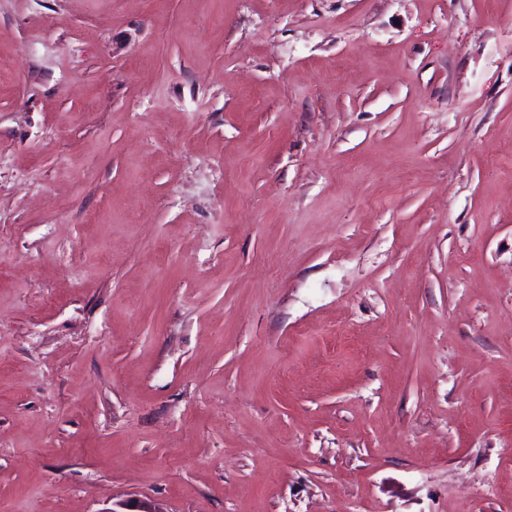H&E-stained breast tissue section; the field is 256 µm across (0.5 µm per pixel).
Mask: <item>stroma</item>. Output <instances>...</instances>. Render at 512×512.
<instances>
[{
  "label": "stroma",
  "mask_w": 512,
  "mask_h": 512,
  "mask_svg": "<svg viewBox=\"0 0 512 512\" xmlns=\"http://www.w3.org/2000/svg\"><path fill=\"white\" fill-rule=\"evenodd\" d=\"M512 512V0H0V512Z\"/></svg>",
  "instance_id": "1"
}]
</instances>
